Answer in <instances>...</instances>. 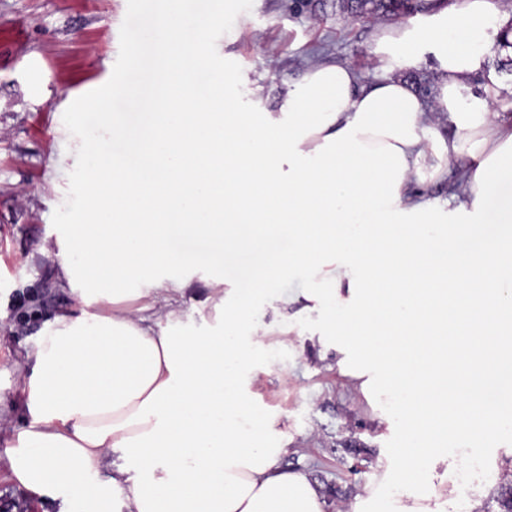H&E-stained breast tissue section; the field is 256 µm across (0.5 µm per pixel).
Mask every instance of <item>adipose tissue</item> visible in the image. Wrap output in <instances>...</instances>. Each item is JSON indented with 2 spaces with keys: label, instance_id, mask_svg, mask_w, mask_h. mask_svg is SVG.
<instances>
[{
  "label": "adipose tissue",
  "instance_id": "obj_1",
  "mask_svg": "<svg viewBox=\"0 0 512 512\" xmlns=\"http://www.w3.org/2000/svg\"><path fill=\"white\" fill-rule=\"evenodd\" d=\"M180 5L168 0L157 31L168 93L138 103L156 125L120 162L87 141L73 162L94 205L68 239L40 247L79 309L39 333L12 475L59 512H326L241 381L266 349L253 304L287 308L273 289L301 269L303 312H322L323 336L393 434L350 512H455L458 486L419 489L449 470L448 434L461 447L494 438L512 457V125L465 96L505 18L493 0H463L419 29L382 32L376 54L410 68L434 47L433 99L404 77L323 62L270 108L242 103L219 74L194 89L207 36L183 46ZM452 164L447 199L423 197ZM488 220L503 230L474 252ZM284 233L288 253L272 251ZM175 235L230 253L269 247L248 286L209 280L201 331L178 299L206 260L172 250ZM107 452L138 470L95 480Z\"/></svg>",
  "mask_w": 512,
  "mask_h": 512
}]
</instances>
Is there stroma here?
Segmentation results:
<instances>
[{
	"label": "stroma",
	"mask_w": 512,
	"mask_h": 512,
	"mask_svg": "<svg viewBox=\"0 0 512 512\" xmlns=\"http://www.w3.org/2000/svg\"><path fill=\"white\" fill-rule=\"evenodd\" d=\"M297 0H183L185 43L212 36V67L245 76L268 98L299 83L307 70L338 61L363 78L402 74L400 62L374 53L378 26L352 20L321 0L311 11ZM157 0H0V512H58V501L32 494L10 474L7 456L31 415L21 390L34 366L38 332L76 298L58 281L43 242L68 234L70 211L86 208L81 176L61 164L58 130L78 136L95 128L75 119L70 100L93 95L114 116L113 153H129L144 130L132 98L151 97L157 74ZM123 91L112 94L113 81ZM271 371L251 387L288 435V462L330 489L327 512H346L385 462L391 445L378 407L345 371V355L312 336L317 316L289 328L270 309ZM512 481L505 454L465 490L476 512H501L498 492Z\"/></svg>",
	"instance_id": "1"
}]
</instances>
